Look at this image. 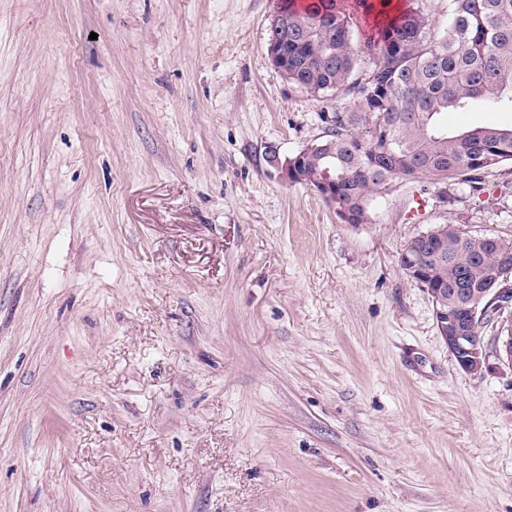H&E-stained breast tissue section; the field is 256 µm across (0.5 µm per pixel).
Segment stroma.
<instances>
[{
	"label": "stroma",
	"mask_w": 512,
	"mask_h": 512,
	"mask_svg": "<svg viewBox=\"0 0 512 512\" xmlns=\"http://www.w3.org/2000/svg\"><path fill=\"white\" fill-rule=\"evenodd\" d=\"M278 0H0V512H512V374L401 267L482 190L344 224L281 155L348 96L268 59Z\"/></svg>",
	"instance_id": "35a3bbf8"
}]
</instances>
